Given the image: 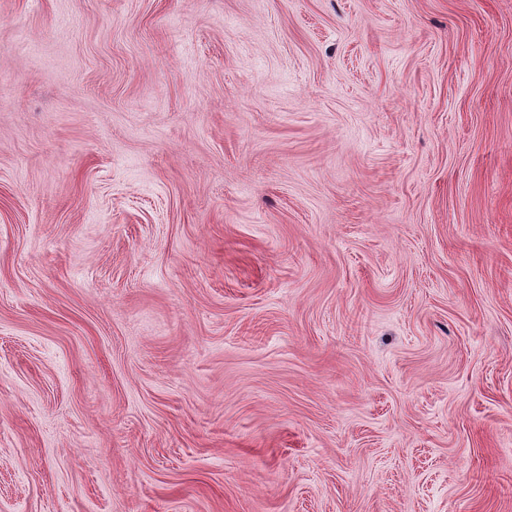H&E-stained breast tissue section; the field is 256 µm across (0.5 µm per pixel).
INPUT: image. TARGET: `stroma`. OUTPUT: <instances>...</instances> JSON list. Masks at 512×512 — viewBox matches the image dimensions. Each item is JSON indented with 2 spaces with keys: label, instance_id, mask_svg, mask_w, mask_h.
Returning <instances> with one entry per match:
<instances>
[{
  "label": "stroma",
  "instance_id": "1",
  "mask_svg": "<svg viewBox=\"0 0 512 512\" xmlns=\"http://www.w3.org/2000/svg\"><path fill=\"white\" fill-rule=\"evenodd\" d=\"M0 512H512V0H0Z\"/></svg>",
  "mask_w": 512,
  "mask_h": 512
}]
</instances>
